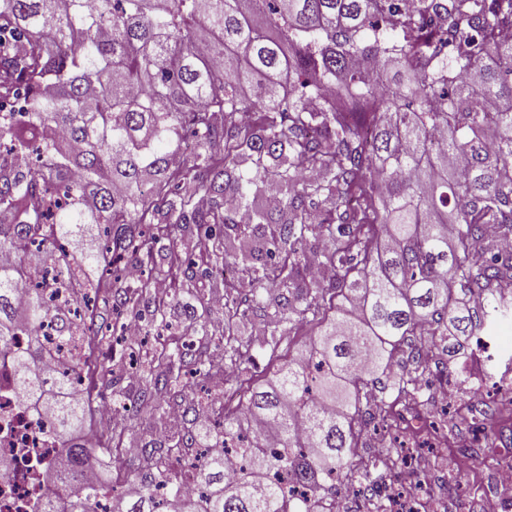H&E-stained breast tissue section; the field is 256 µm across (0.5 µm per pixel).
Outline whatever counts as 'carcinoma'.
Wrapping results in <instances>:
<instances>
[{
  "label": "carcinoma",
  "instance_id": "carcinoma-1",
  "mask_svg": "<svg viewBox=\"0 0 512 512\" xmlns=\"http://www.w3.org/2000/svg\"><path fill=\"white\" fill-rule=\"evenodd\" d=\"M0 0V352L14 353L24 400L50 411L64 457L50 478L86 477L112 437L86 424L75 369L44 328L89 353L154 294L157 245L179 228L200 263L170 245L167 275L224 297L172 352L146 361L139 406L183 408L168 452L193 448L204 408L178 398L190 371L212 380L252 360L241 331L264 312L260 347L316 331L306 354L246 386L224 441L246 464L225 476L205 448L189 478L144 448L145 485L125 512H336L330 481L367 483L361 436L390 427L391 400L422 395L428 328L448 353L512 314V0ZM249 169H242L243 165ZM251 223L238 219L240 210ZM278 214L273 218L272 214ZM327 242L315 247L310 238ZM51 252V279L32 255ZM141 267L129 279L124 268ZM288 327H283V324ZM301 485L294 501L272 471ZM94 484L32 508L93 512Z\"/></svg>",
  "mask_w": 512,
  "mask_h": 512
}]
</instances>
